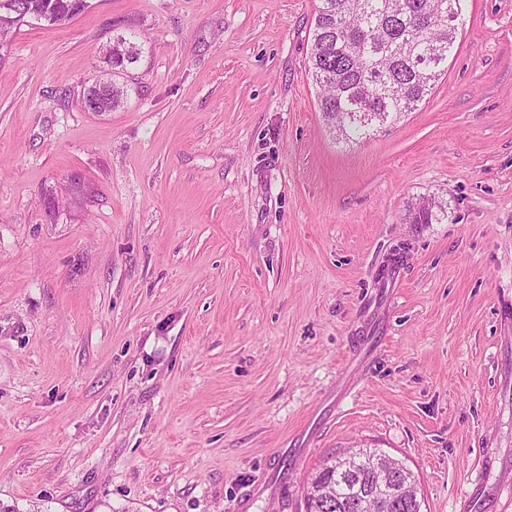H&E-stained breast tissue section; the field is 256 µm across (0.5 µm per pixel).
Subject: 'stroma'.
Returning <instances> with one entry per match:
<instances>
[{"label": "stroma", "mask_w": 512, "mask_h": 512, "mask_svg": "<svg viewBox=\"0 0 512 512\" xmlns=\"http://www.w3.org/2000/svg\"><path fill=\"white\" fill-rule=\"evenodd\" d=\"M88 3L0 67V503L305 512L379 448L424 512H512V0H464L431 95L353 143L317 0ZM119 34L124 104L83 111ZM111 54L112 56L106 59L107 65L111 68L113 74H122L121 72L126 71L128 66L138 62L141 50L130 40L117 36L112 38V48L109 46L103 51L105 57ZM111 57L112 61L110 60ZM434 209H438V211H434ZM438 212L442 214V217L446 219L448 218V212L445 207L441 205H435L430 202H422L420 203L416 209H414L413 213H411V223L413 224H438L439 221L442 220L438 216Z\"/></svg>", "instance_id": "stroma-1"}]
</instances>
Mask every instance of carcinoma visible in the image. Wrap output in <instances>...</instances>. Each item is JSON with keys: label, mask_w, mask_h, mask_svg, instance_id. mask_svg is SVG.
Masks as SVG:
<instances>
[{"label": "carcinoma", "mask_w": 512, "mask_h": 512, "mask_svg": "<svg viewBox=\"0 0 512 512\" xmlns=\"http://www.w3.org/2000/svg\"><path fill=\"white\" fill-rule=\"evenodd\" d=\"M33 0H14L0 10V40L13 39L26 23L24 9ZM45 22L52 26L76 17L84 0H45ZM461 0H319L312 28L308 71L318 89L319 109L327 124L348 140L366 136L369 126L397 120L417 110L445 74L457 39ZM141 50L130 40L112 39V59L119 73L138 62ZM98 106L117 108L123 91L100 94ZM448 215L430 202L420 203L413 224H437ZM360 466L336 473L334 457L323 460L306 489V508L314 512H378L370 493L374 481L368 462L373 450H359Z\"/></svg>", "instance_id": "cac0c4a2"}]
</instances>
